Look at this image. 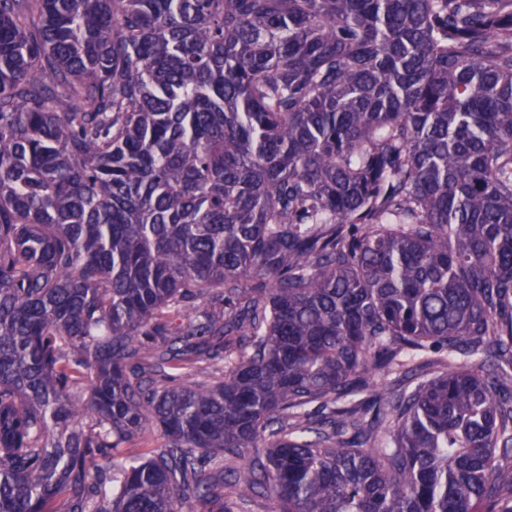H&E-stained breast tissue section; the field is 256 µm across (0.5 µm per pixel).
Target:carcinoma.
<instances>
[{"label": "carcinoma", "instance_id": "cac0c4a2", "mask_svg": "<svg viewBox=\"0 0 512 512\" xmlns=\"http://www.w3.org/2000/svg\"><path fill=\"white\" fill-rule=\"evenodd\" d=\"M262 499L512 512V0H0V512ZM161 442L156 431L147 430L142 436L128 444L127 454L135 457L139 462L143 461L154 455V451Z\"/></svg>", "mask_w": 512, "mask_h": 512}]
</instances>
